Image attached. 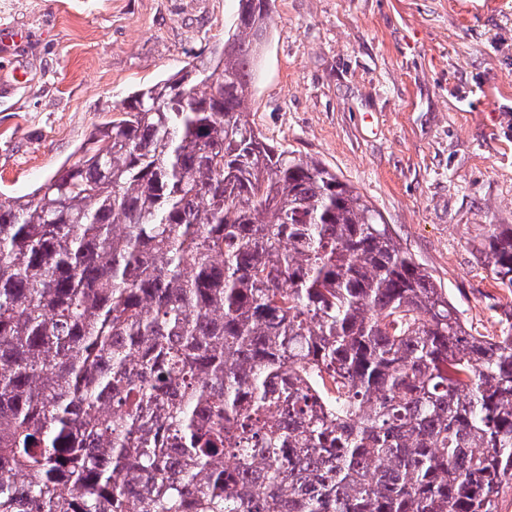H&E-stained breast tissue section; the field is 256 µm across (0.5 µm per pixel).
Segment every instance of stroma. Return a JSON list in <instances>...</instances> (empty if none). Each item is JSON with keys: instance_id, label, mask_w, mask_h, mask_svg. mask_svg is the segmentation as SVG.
Listing matches in <instances>:
<instances>
[{"instance_id": "35a3bbf8", "label": "stroma", "mask_w": 512, "mask_h": 512, "mask_svg": "<svg viewBox=\"0 0 512 512\" xmlns=\"http://www.w3.org/2000/svg\"><path fill=\"white\" fill-rule=\"evenodd\" d=\"M236 0H0V203L134 90L220 51ZM245 121L381 214L473 332L512 325L480 256L512 225V0H275Z\"/></svg>"}]
</instances>
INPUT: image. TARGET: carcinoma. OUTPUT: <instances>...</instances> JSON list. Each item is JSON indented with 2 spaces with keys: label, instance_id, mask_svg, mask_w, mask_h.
Wrapping results in <instances>:
<instances>
[{
  "label": "carcinoma",
  "instance_id": "cac0c4a2",
  "mask_svg": "<svg viewBox=\"0 0 512 512\" xmlns=\"http://www.w3.org/2000/svg\"><path fill=\"white\" fill-rule=\"evenodd\" d=\"M273 4L0 204V512H499L512 326L243 121Z\"/></svg>",
  "mask_w": 512,
  "mask_h": 512
}]
</instances>
